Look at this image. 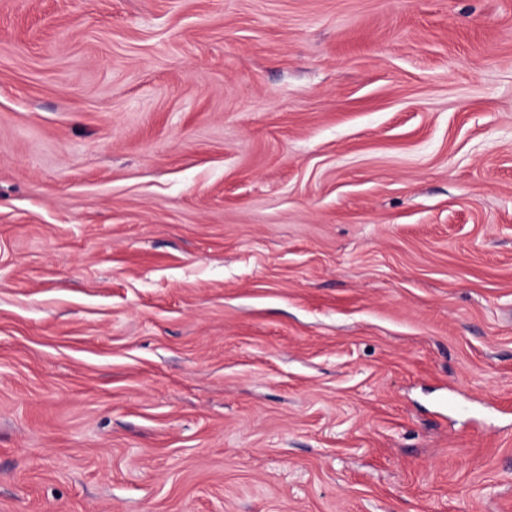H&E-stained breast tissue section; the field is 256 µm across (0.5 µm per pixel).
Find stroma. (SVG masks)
<instances>
[{
    "instance_id": "35a3bbf8",
    "label": "stroma",
    "mask_w": 512,
    "mask_h": 512,
    "mask_svg": "<svg viewBox=\"0 0 512 512\" xmlns=\"http://www.w3.org/2000/svg\"><path fill=\"white\" fill-rule=\"evenodd\" d=\"M0 512H512V0H0Z\"/></svg>"
}]
</instances>
